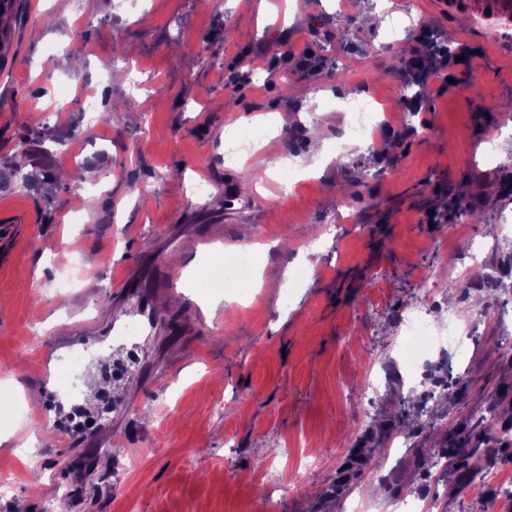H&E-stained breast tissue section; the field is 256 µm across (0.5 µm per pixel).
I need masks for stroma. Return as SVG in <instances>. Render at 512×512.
Wrapping results in <instances>:
<instances>
[{
    "instance_id": "obj_1",
    "label": "stroma",
    "mask_w": 512,
    "mask_h": 512,
    "mask_svg": "<svg viewBox=\"0 0 512 512\" xmlns=\"http://www.w3.org/2000/svg\"><path fill=\"white\" fill-rule=\"evenodd\" d=\"M270 2L263 14L260 0H88L81 23L79 0H9L0 224L19 231L0 264V401L21 406L0 408V472L14 477L0 512H45L62 487L66 512H336L352 493L390 512L405 486L423 484L420 458L435 442L512 407V275L474 325L466 361L428 369L451 377V400L408 396L392 319L438 273L447 286L434 319L447 323L503 259L512 172L488 164L485 146L493 138L512 154V31L448 18L438 0H366L363 11L403 15L394 45L362 11L337 18L339 0ZM426 30L453 31L466 55L410 105L393 67L418 54ZM329 42L350 62L340 84L322 70L269 67L288 51L324 58ZM90 93L100 116L84 110ZM362 96L384 104L374 140L344 163L331 151L288 176L317 150L300 117L332 143L343 101ZM264 125L270 141L225 165V128ZM46 132L70 156L47 152ZM201 165L209 191L198 196ZM18 166L28 190L14 187ZM228 181L239 192L232 216ZM452 195L478 200L479 220H446ZM342 198L348 224L336 221ZM199 237L222 246L217 269L262 245L246 295L191 291L206 272ZM72 362L81 389L99 388L80 434L63 429L72 410L56 401ZM369 371L384 389L363 417ZM402 411L415 419L414 446L368 479L385 448L372 436ZM271 463L289 490L270 504ZM435 488L439 512H512L452 470Z\"/></svg>"
}]
</instances>
